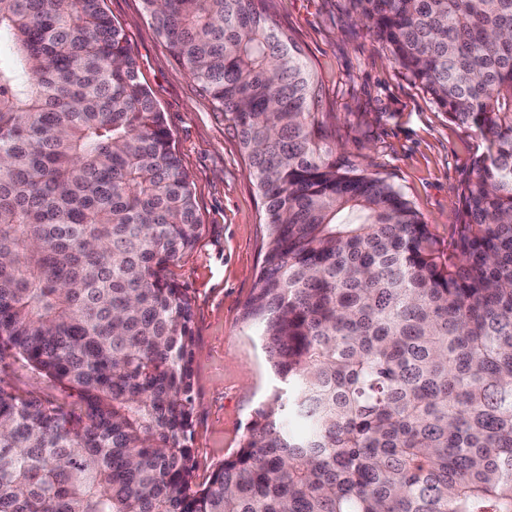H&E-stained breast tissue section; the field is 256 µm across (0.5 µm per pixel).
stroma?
Segmentation results:
<instances>
[{"mask_svg":"<svg viewBox=\"0 0 512 512\" xmlns=\"http://www.w3.org/2000/svg\"><path fill=\"white\" fill-rule=\"evenodd\" d=\"M103 6L123 29L139 79L165 115L203 224L194 249L169 269L192 300V451L195 481L203 485L242 446L252 414L279 386L256 328L242 319L263 258L262 198L235 127L171 56L142 0ZM271 12L322 86L320 110L337 152L368 160L449 244L479 139L395 65L349 14L346 0H272Z\"/></svg>","mask_w":512,"mask_h":512,"instance_id":"stroma-1","label":"stroma"}]
</instances>
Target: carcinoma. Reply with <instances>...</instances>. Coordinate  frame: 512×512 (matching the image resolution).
<instances>
[{
    "mask_svg": "<svg viewBox=\"0 0 512 512\" xmlns=\"http://www.w3.org/2000/svg\"><path fill=\"white\" fill-rule=\"evenodd\" d=\"M103 0H0V512H512V0H348L482 151L445 249L330 145L268 0H143L263 198L242 319L280 387L199 486L201 220ZM0 377L10 380L20 390H33L44 395L57 396L61 398L60 392L51 387L47 382L27 377L23 371L16 370L13 366L4 367L3 364H0Z\"/></svg>",
    "mask_w": 512,
    "mask_h": 512,
    "instance_id": "cac0c4a2",
    "label": "carcinoma"
}]
</instances>
